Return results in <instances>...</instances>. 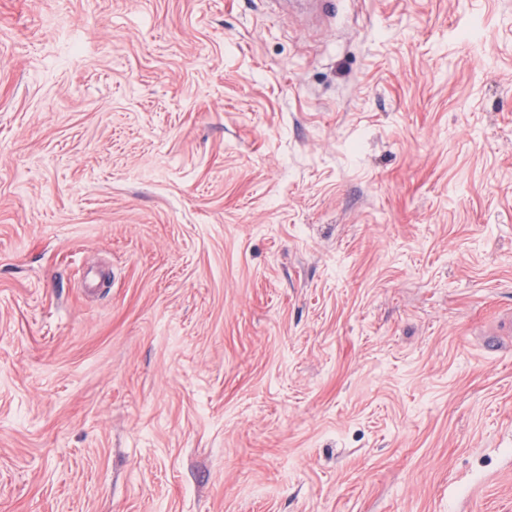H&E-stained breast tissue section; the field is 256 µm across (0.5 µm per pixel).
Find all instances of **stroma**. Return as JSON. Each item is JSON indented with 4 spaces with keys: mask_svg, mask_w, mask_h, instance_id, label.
Instances as JSON below:
<instances>
[{
    "mask_svg": "<svg viewBox=\"0 0 512 512\" xmlns=\"http://www.w3.org/2000/svg\"><path fill=\"white\" fill-rule=\"evenodd\" d=\"M0 512H512V0H0Z\"/></svg>",
    "mask_w": 512,
    "mask_h": 512,
    "instance_id": "obj_1",
    "label": "stroma"
}]
</instances>
